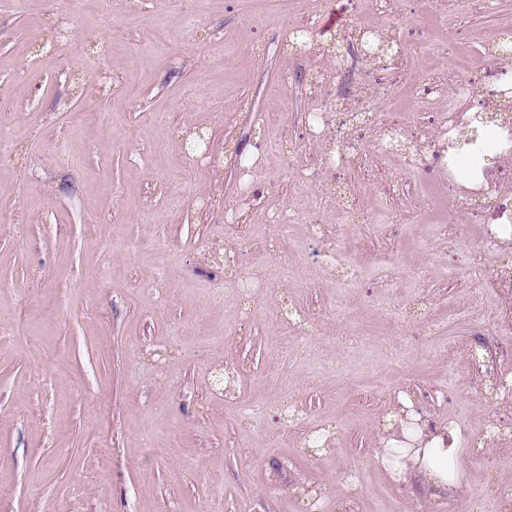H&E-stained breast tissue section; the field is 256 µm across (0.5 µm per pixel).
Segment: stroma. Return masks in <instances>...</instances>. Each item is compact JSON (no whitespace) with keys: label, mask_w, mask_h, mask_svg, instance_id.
I'll return each mask as SVG.
<instances>
[{"label":"stroma","mask_w":512,"mask_h":512,"mask_svg":"<svg viewBox=\"0 0 512 512\" xmlns=\"http://www.w3.org/2000/svg\"><path fill=\"white\" fill-rule=\"evenodd\" d=\"M437 2L110 0L106 28L97 0H0V512H476L478 486L512 512V248L482 246L512 156L455 210L438 155L457 79L465 112L512 87L483 51L512 0ZM57 20L81 50L45 45ZM363 29L404 57H358L347 90L334 46ZM291 407L327 447L287 438ZM399 408L466 437L461 487L377 465Z\"/></svg>","instance_id":"35a3bbf8"}]
</instances>
